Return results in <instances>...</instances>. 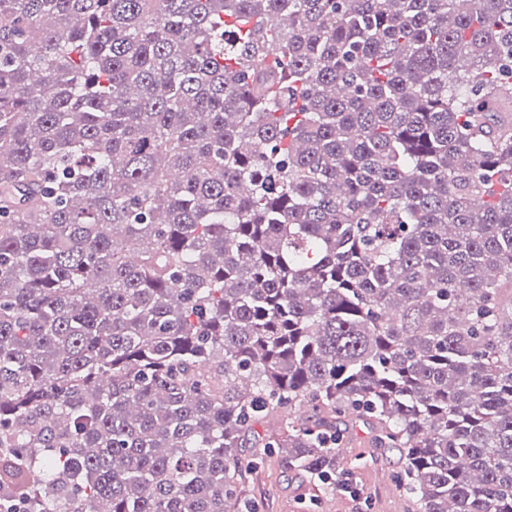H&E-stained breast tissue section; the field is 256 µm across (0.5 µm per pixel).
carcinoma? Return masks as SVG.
<instances>
[{
    "mask_svg": "<svg viewBox=\"0 0 512 512\" xmlns=\"http://www.w3.org/2000/svg\"><path fill=\"white\" fill-rule=\"evenodd\" d=\"M284 410L512 512V0H0V512L253 509Z\"/></svg>",
    "mask_w": 512,
    "mask_h": 512,
    "instance_id": "carcinoma-1",
    "label": "carcinoma"
}]
</instances>
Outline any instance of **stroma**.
<instances>
[{"instance_id": "obj_1", "label": "stroma", "mask_w": 512, "mask_h": 512, "mask_svg": "<svg viewBox=\"0 0 512 512\" xmlns=\"http://www.w3.org/2000/svg\"><path fill=\"white\" fill-rule=\"evenodd\" d=\"M346 429V450L337 454L332 476L325 480L289 470L278 449L266 451L246 477L260 512H414L396 479L398 452L376 447L366 423L350 422ZM340 476L349 477L350 492L337 487Z\"/></svg>"}]
</instances>
